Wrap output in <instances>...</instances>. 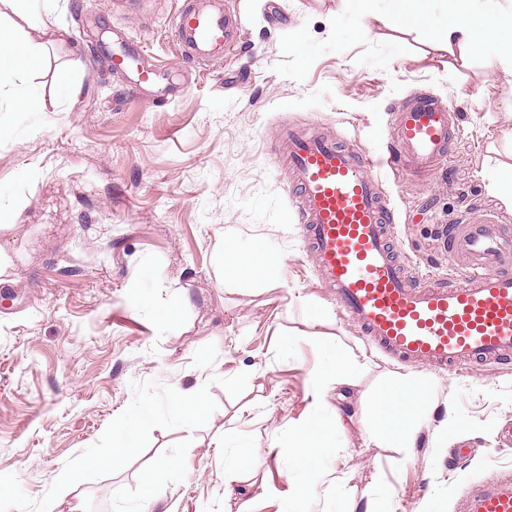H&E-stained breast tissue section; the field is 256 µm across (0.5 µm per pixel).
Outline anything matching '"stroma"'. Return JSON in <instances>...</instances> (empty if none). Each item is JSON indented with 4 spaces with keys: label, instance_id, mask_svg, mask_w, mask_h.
Masks as SVG:
<instances>
[{
    "label": "stroma",
    "instance_id": "35a3bbf8",
    "mask_svg": "<svg viewBox=\"0 0 512 512\" xmlns=\"http://www.w3.org/2000/svg\"><path fill=\"white\" fill-rule=\"evenodd\" d=\"M59 0L66 33L47 45L26 79L49 106L0 112V209L26 206L0 229L10 266L0 294V512H136L144 469L180 456L184 470L158 469L153 512H362L390 495L396 512H459L465 492L512 469V368L442 372L400 361L345 322L309 255L296 193L274 156L278 128L297 124L380 154L399 108L417 92L455 112L462 135L447 176H382L395 212V245L410 271L460 276L440 229L512 210L488 193L502 153L506 74L460 64L432 33H401L361 14L359 0H227L241 20L240 46L194 63L168 22L176 0ZM369 27L361 35V27ZM141 43L179 92L164 103L134 91L113 69L117 35ZM69 74L80 92L54 101ZM264 245L283 261L266 276L224 273V242ZM194 306L178 310L182 295ZM365 356L354 384L328 390L342 449L329 457L309 501L308 475L283 433L308 402L326 352ZM430 381L434 398L410 449L366 443L377 389L391 376ZM201 387L210 412L173 418L178 389ZM137 455L117 471L65 491L55 477L86 451L112 449V424L135 422ZM448 437L432 434L447 417ZM250 444L254 466L224 471L214 438ZM470 448L454 461L451 448ZM344 494H337V481Z\"/></svg>",
    "mask_w": 512,
    "mask_h": 512
}]
</instances>
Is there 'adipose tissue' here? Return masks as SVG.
<instances>
[{
    "label": "adipose tissue",
    "mask_w": 512,
    "mask_h": 512,
    "mask_svg": "<svg viewBox=\"0 0 512 512\" xmlns=\"http://www.w3.org/2000/svg\"><path fill=\"white\" fill-rule=\"evenodd\" d=\"M433 10L431 0H388L386 13L377 15L383 25L407 32L430 30L439 45L458 56L461 63L480 59L500 64L512 76V4L500 0H440ZM56 0H47L37 15L28 0H0V100L8 99V111L40 112L44 102L20 87L19 77L38 71L44 64L43 49L59 29L54 17ZM281 256L267 248L241 250L233 242L224 244V272L239 278L264 275L281 264ZM364 362L345 354H329L323 367L313 375V401L295 419L285 423L290 447L301 469L317 477L320 464L340 445L328 420L323 417L324 396L331 385L353 383L365 370ZM432 394L428 381L409 375L394 376L375 397L370 441L388 448L415 447L424 425L423 413ZM131 424L113 423V448L109 456L89 451L82 455L64 480L75 484L105 469L124 466L136 448L129 436Z\"/></svg>",
    "instance_id": "obj_1"
}]
</instances>
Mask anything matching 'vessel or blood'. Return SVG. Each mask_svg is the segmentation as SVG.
Wrapping results in <instances>:
<instances>
[{
	"label": "vessel or blood",
	"mask_w": 512,
	"mask_h": 512,
	"mask_svg": "<svg viewBox=\"0 0 512 512\" xmlns=\"http://www.w3.org/2000/svg\"><path fill=\"white\" fill-rule=\"evenodd\" d=\"M182 53L200 63L223 59L240 39L224 0H182L171 19ZM138 46L112 54L136 85L156 72L139 65ZM460 127L450 107L425 94L402 108L386 154L371 156L307 127L283 126L273 153L293 175L312 258L333 300L360 334L405 362L442 371L512 358V229L486 217L448 233L459 279L410 276L394 245V216L377 169L441 170ZM465 512H512V469L492 473L464 497Z\"/></svg>",
	"instance_id": "vessel-or-blood-1"
}]
</instances>
